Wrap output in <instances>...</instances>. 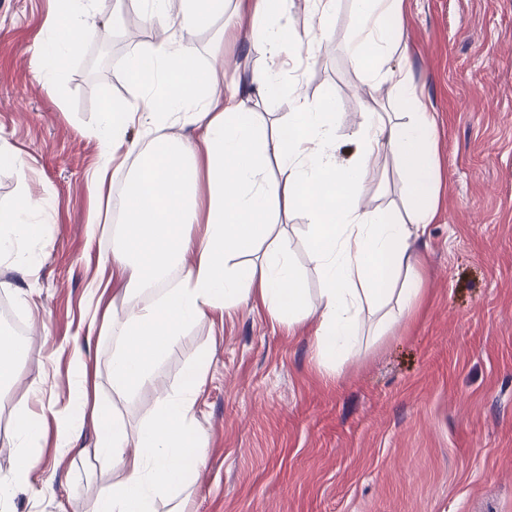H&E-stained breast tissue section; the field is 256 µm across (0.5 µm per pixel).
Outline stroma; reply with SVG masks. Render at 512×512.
Masks as SVG:
<instances>
[{
	"label": "stroma",
	"mask_w": 512,
	"mask_h": 512,
	"mask_svg": "<svg viewBox=\"0 0 512 512\" xmlns=\"http://www.w3.org/2000/svg\"><path fill=\"white\" fill-rule=\"evenodd\" d=\"M94 32L66 67L32 65V45L49 39V0H0V135L29 163L20 185L0 154V207L19 189L47 206L50 233L31 243L36 282L0 263V307L28 329L16 377L0 388V479L15 465L14 417L39 414L37 463L14 489L11 512H83L105 481L87 453L93 426L65 442L76 387L72 351L84 342L89 365L106 369L110 343H85L89 291L114 276L112 228L92 229L91 176L104 161L92 136L101 112L134 101L142 82L127 60L158 40V24L131 0L111 27L116 0H97ZM350 0H338L322 47L307 66L289 69L276 94L255 111L285 120L295 96L332 100L339 159L368 101L393 109L391 82L369 85L365 66L346 52ZM224 56L193 33L195 65L215 93L225 75L250 83L264 66L258 47L237 31L232 7L214 23ZM405 53L387 56L389 74L406 72L428 103L437 130L439 209L425 235L412 238L420 259V296L389 335L364 337L327 374L313 342L317 315L295 327L277 322L259 299L216 309L193 324L156 371V384L107 405L130 425L153 410L157 390H176L185 368L208 355L196 423L208 438L206 462L187 494L194 512H512V0H405ZM370 209L404 211L405 176L381 157L362 185ZM288 255L310 307L322 274L309 258L301 213L281 215Z\"/></svg>",
	"instance_id": "35a3bbf8"
}]
</instances>
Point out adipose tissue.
Instances as JSON below:
<instances>
[{"label":"adipose tissue","instance_id":"ef3b65f1","mask_svg":"<svg viewBox=\"0 0 512 512\" xmlns=\"http://www.w3.org/2000/svg\"><path fill=\"white\" fill-rule=\"evenodd\" d=\"M158 17L175 14L178 28L152 44L145 57L150 85L139 99L115 103L103 113L93 134L105 161L93 183L98 200L111 207L112 180L123 178L126 196L113 237L112 269L126 281L120 306L106 305L97 338H111L108 380L112 394L130 399L151 385L156 369L187 328L209 311L229 308L259 294L270 315L294 325L311 314L286 246L274 237L277 210L301 212L311 241L310 258L320 269L319 322L314 345L321 362L338 368L354 353L363 334V312L376 313L375 333H391L414 309L420 293L419 260L410 249L412 231L435 221L439 201V162L431 113L406 78L394 83L395 101L407 111L398 120L370 111L353 132L356 154L336 159V111L330 101L317 104L296 97L287 121L263 124L251 107L252 93L279 87L295 60L313 59L323 36L299 37L291 16L295 0H248L239 11L245 35L257 45L266 65L251 88L227 83L214 95L208 82L193 80L197 47L185 33L211 30L224 11L223 0H150ZM404 0H352L349 54L369 64L373 79L382 76L383 56L402 52ZM96 26L94 14L82 24L70 17V0H56L50 28L61 53L73 52L81 33ZM182 123L202 131L200 141L166 135ZM142 140L128 141L130 127ZM164 146L137 169L118 156L142 152L143 142ZM396 160L412 200L408 217L390 209L367 210L360 200L370 160ZM277 177H270V169ZM27 192L0 209V261L16 258L24 275L35 265L28 243L44 239L48 227ZM268 240L270 251L258 263L239 257L255 242ZM194 254L185 265L186 254ZM154 302L143 303L146 294ZM207 361L191 365L176 392L159 395L150 415L129 426L102 403L90 418L68 420L65 439L96 428L94 459L114 474L89 499L85 512H157V500L190 481L206 456V439L196 426L197 396L205 385ZM22 439L10 481H0V512L14 484L27 480L40 426L30 411L15 417Z\"/></svg>","mask_w":512,"mask_h":512}]
</instances>
